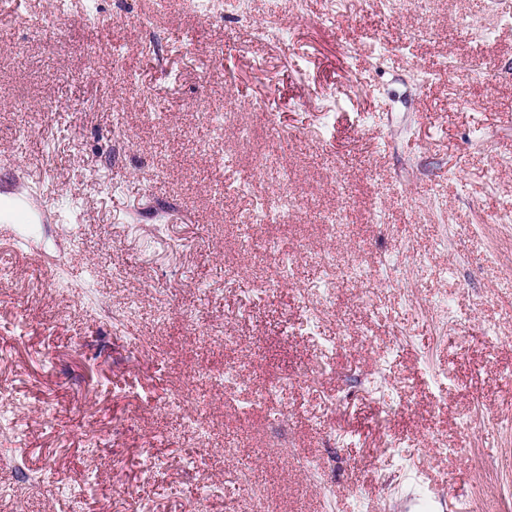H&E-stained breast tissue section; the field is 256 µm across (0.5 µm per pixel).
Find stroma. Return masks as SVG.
Returning <instances> with one entry per match:
<instances>
[{"mask_svg":"<svg viewBox=\"0 0 512 512\" xmlns=\"http://www.w3.org/2000/svg\"><path fill=\"white\" fill-rule=\"evenodd\" d=\"M57 6L0 0L13 29L0 39V457L23 466L0 479L41 480L30 496H0V512H192L205 482L210 512L253 484L265 512H512V430L498 426L512 419V223L494 221L512 212V167L496 164L512 159V28L480 39L512 0H344L330 18L323 0L301 12L250 0L246 21L188 0H68L53 33L33 34ZM145 13L179 43L148 54ZM256 23L283 39H256ZM422 25L430 38L410 40ZM120 60L135 84L116 80ZM144 86L163 107L153 123ZM204 103L223 133L202 153ZM260 106L273 127L257 122ZM117 121L132 149L107 169ZM26 139L25 186L11 195ZM256 176L261 197L245 188ZM222 181L244 190L215 192ZM284 185L297 199L287 223H252ZM249 233L329 253L337 318L299 301L306 264L253 302L273 269L243 248ZM357 264L368 278L346 279ZM174 295L198 304V324L160 319ZM443 299L445 329L421 314ZM129 306L131 334L113 324ZM229 317L230 349L205 330ZM480 328L486 341L448 348L445 333ZM336 336L335 374L275 397L284 426L248 410L249 394ZM228 364L240 380L226 391L214 376ZM354 370L366 388L330 404ZM175 394L209 432L206 461ZM389 436L402 443L388 459ZM465 441L467 461L450 453ZM297 455L324 460L318 479ZM242 464L247 486L232 478Z\"/></svg>","mask_w":512,"mask_h":512,"instance_id":"35a3bbf8","label":"stroma"}]
</instances>
